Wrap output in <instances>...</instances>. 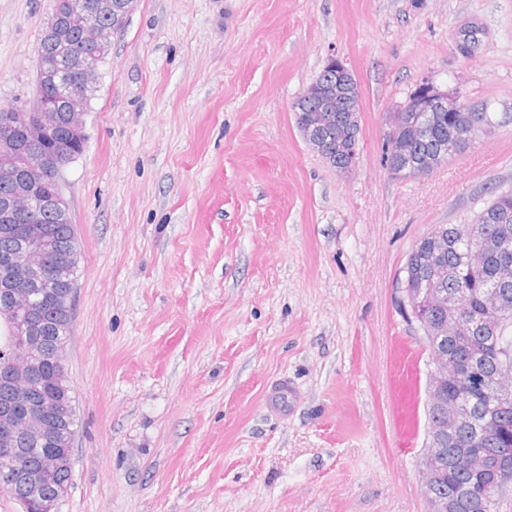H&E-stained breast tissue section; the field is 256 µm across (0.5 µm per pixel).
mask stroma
I'll list each match as a JSON object with an SVG mask.
<instances>
[{"label": "stroma", "mask_w": 512, "mask_h": 512, "mask_svg": "<svg viewBox=\"0 0 512 512\" xmlns=\"http://www.w3.org/2000/svg\"><path fill=\"white\" fill-rule=\"evenodd\" d=\"M48 9L0 0V106L33 99ZM332 55L361 92L347 173L290 110ZM426 80L495 124L395 179L385 122ZM84 123L57 512H426L429 352L398 282L432 226L512 188V0H137Z\"/></svg>", "instance_id": "stroma-1"}]
</instances>
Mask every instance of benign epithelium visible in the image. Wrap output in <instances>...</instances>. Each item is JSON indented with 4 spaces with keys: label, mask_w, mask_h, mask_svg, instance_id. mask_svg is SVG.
Masks as SVG:
<instances>
[{
    "label": "benign epithelium",
    "mask_w": 512,
    "mask_h": 512,
    "mask_svg": "<svg viewBox=\"0 0 512 512\" xmlns=\"http://www.w3.org/2000/svg\"><path fill=\"white\" fill-rule=\"evenodd\" d=\"M136 0H49V18L39 38L43 45L52 44L55 52L50 57H38V74L53 85L52 95H35L28 106L22 108L17 119L0 122V154H12L15 151L14 132L21 128L30 144L45 140L54 130L60 112L69 113L71 131L76 137L84 133L83 116L85 114L89 92L96 81L100 64L104 61L111 45L113 30L124 24L134 9ZM105 15L110 22L105 25H91L85 31L82 44L85 52H78L64 32L63 20L73 17ZM478 43L477 33L464 30L459 33L455 46L465 56L472 55ZM329 73L325 80L312 84L293 102H308L312 114L304 124V138L309 147L321 158H326L324 135L333 133L337 113H347L352 124L359 122L361 108L355 93L356 79L343 60L331 56L327 60ZM80 73L78 81H72L74 73ZM415 112H452L454 117L448 124V147L454 152L463 150L461 131L471 130L478 135L486 129L484 116L480 109L470 107L461 97L452 91L442 89L431 81L420 84L409 99L398 108V118L388 125L384 140L388 153L404 156L409 152L408 139L421 131L415 124ZM68 145L60 144L56 148L55 160L46 162H17V168L28 173L36 181L46 180L59 174L71 162ZM50 208L68 217L69 206L64 196L56 195L44 202L30 195H16L4 209V219L13 222L19 218L30 224L41 220L45 208ZM24 263L15 270L10 294L13 300L12 313L17 316L16 336L13 354L6 362V370L0 374L10 378L14 375L25 381V389L16 395L18 401L28 407L26 417V437L36 445H42L59 436V429L52 424L49 414L53 407L52 399L42 390L41 365L49 355L60 362L64 360V350L48 351L42 328L29 317L27 303L36 293L39 284L55 281L63 270L71 265L56 252L53 244L45 237L32 233L22 247ZM483 308L475 316H463L459 313L448 315V322L440 326L443 334L451 338L470 335L475 325L496 331L501 321L512 316V308L507 306L502 291L491 289L482 300ZM482 359L476 355L466 365L448 369V352L443 348L430 351L429 388L431 392L442 391L448 377L465 379L480 374ZM471 423V414L461 398H450L441 403L438 414L426 437L422 448L419 474L427 512H456L457 504L434 493L437 475L429 462L440 452L441 441L456 434ZM29 449L15 447L13 425L5 420L0 423V488H11L15 476H26L25 498L33 504L36 512H55L59 493L52 496L43 494V486L56 472L71 468V454L55 452L47 455L38 469L27 468ZM512 485V459L504 456L499 465L497 476L486 489L487 505L497 502V496Z\"/></svg>",
    "instance_id": "benign-epithelium-1"
}]
</instances>
